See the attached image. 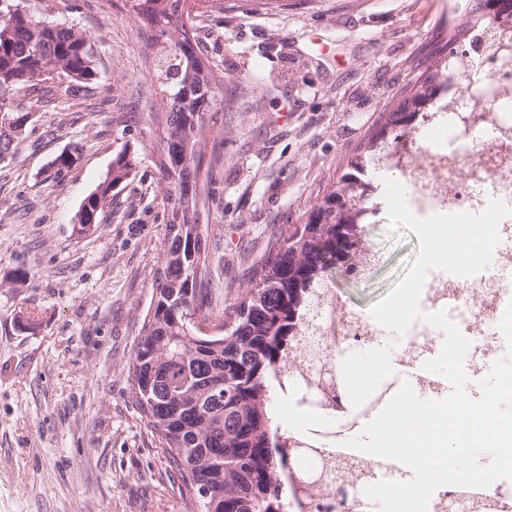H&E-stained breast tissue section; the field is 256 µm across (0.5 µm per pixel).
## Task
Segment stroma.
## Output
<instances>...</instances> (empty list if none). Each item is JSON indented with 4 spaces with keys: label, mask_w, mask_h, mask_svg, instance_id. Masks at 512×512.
I'll return each instance as SVG.
<instances>
[{
    "label": "stroma",
    "mask_w": 512,
    "mask_h": 512,
    "mask_svg": "<svg viewBox=\"0 0 512 512\" xmlns=\"http://www.w3.org/2000/svg\"><path fill=\"white\" fill-rule=\"evenodd\" d=\"M198 19L202 57L224 85L206 114L200 209L208 226L214 324L284 224H300L340 167L448 42V0H223ZM97 48L90 96L34 107L0 163V512H185L186 489L133 403L128 363L151 299L169 200L153 152L156 33L125 0H32ZM277 81L270 96L241 89ZM128 150L130 178L92 231L76 215ZM73 156L56 172L52 162ZM367 282L333 274L370 315L419 254L405 227L367 233Z\"/></svg>",
    "instance_id": "35a3bbf8"
}]
</instances>
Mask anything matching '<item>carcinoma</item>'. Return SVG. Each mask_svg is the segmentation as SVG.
<instances>
[{
	"instance_id": "1",
	"label": "carcinoma",
	"mask_w": 512,
	"mask_h": 512,
	"mask_svg": "<svg viewBox=\"0 0 512 512\" xmlns=\"http://www.w3.org/2000/svg\"><path fill=\"white\" fill-rule=\"evenodd\" d=\"M129 12L163 38L157 56L177 58V77L155 69L167 97L156 113L159 136L153 151L167 181L171 205L152 294L128 367L133 403L158 435L170 466L177 470L189 499L200 512H288L283 481L288 463L271 436L277 425L270 411L271 371L288 356L286 337L294 335L312 289L336 268L345 269L365 244L364 219L372 206L365 173L415 125L439 92V78L465 60L453 46L467 42L470 27L512 19V0H471L466 20L448 30V56L435 51L412 81L382 113L383 123L353 155L325 195L306 211L302 224H284L268 255L252 270L246 288L224 309V334L211 336L200 325L212 322L203 291L210 280L207 234L198 202L204 115L223 84L197 53L194 19L221 8V0H126ZM74 74L65 91L86 93L97 78L91 36L74 24H46L21 0H0V92L26 104L48 103L61 76ZM23 132L0 127V156H14ZM133 170L119 153L104 180L84 200L80 230L96 224L112 205V190ZM347 226L344 240L336 225ZM219 381L223 388L211 389Z\"/></svg>"
}]
</instances>
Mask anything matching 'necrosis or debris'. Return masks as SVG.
Wrapping results in <instances>:
<instances>
[{"label":"necrosis or debris","mask_w":512,"mask_h":512,"mask_svg":"<svg viewBox=\"0 0 512 512\" xmlns=\"http://www.w3.org/2000/svg\"><path fill=\"white\" fill-rule=\"evenodd\" d=\"M385 167L402 173L406 205L419 218L479 214L492 199L512 207V77L486 61L474 69L454 68L436 99L435 112L399 139L382 164L373 165L371 185L381 184ZM498 232L501 242L489 268L469 277L428 276L421 292L422 312H446L468 336L464 362L471 381L485 378L507 352L499 323L512 302V280L500 272L512 269V214L500 220ZM382 333L372 320L351 310L335 289H314L301 329L288 343V358L277 370L289 405L315 418L352 420L356 408L336 369V357L352 342L364 345ZM439 333L425 322L411 325L397 357L401 368L414 370V389L434 400L447 398L446 384L432 374L418 373L416 367L430 348L429 337ZM275 441L293 464L289 512H305L300 479L306 473L325 471L322 500L336 512H361L365 488L384 476L399 479L402 471L397 461L374 460L352 448L325 457L322 450L331 446L330 436L311 430L279 431ZM450 494L466 500L469 512H512V486L503 479L491 488L439 487L432 512H447L444 498Z\"/></svg>","instance_id":"necrosis-or-debris-1"}]
</instances>
